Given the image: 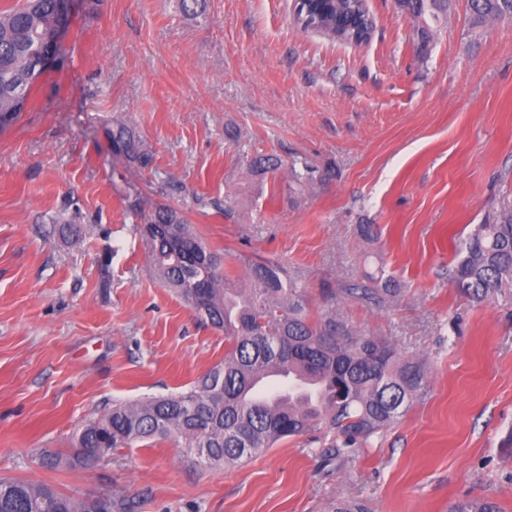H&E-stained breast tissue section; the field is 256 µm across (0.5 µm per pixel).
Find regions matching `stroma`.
<instances>
[{
  "mask_svg": "<svg viewBox=\"0 0 512 512\" xmlns=\"http://www.w3.org/2000/svg\"><path fill=\"white\" fill-rule=\"evenodd\" d=\"M366 3L375 29L354 46L303 30L293 0H206L197 17L73 0L64 64L0 130V477L134 512H512V288L475 304L448 281L459 236L512 208V24L450 0L424 44L397 0ZM118 117L154 171L113 177ZM135 196L186 216L231 273L280 264L311 313L424 361L425 393L345 460L315 430L231 467L170 439L78 465L79 430L113 401L188 390L224 360L223 331L154 276ZM371 275L397 296L343 295Z\"/></svg>",
  "mask_w": 512,
  "mask_h": 512,
  "instance_id": "stroma-1",
  "label": "stroma"
}]
</instances>
